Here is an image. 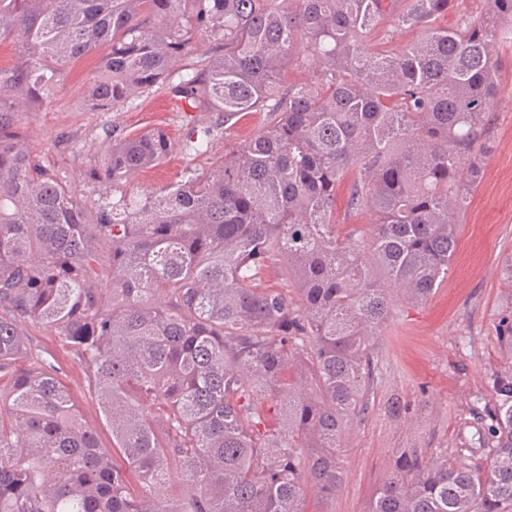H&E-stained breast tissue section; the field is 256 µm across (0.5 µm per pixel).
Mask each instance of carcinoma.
<instances>
[{
	"label": "carcinoma",
	"instance_id": "carcinoma-1",
	"mask_svg": "<svg viewBox=\"0 0 512 512\" xmlns=\"http://www.w3.org/2000/svg\"><path fill=\"white\" fill-rule=\"evenodd\" d=\"M0 0V512H307L342 483L338 455L376 389L390 295L421 303L448 279L494 128L512 0ZM406 28L419 39L375 53ZM98 55L87 105L170 96L229 131L270 112L210 170L130 196L131 175L211 132L114 140L84 199L32 155L28 109ZM185 61V72L174 63ZM314 79L281 88L285 69ZM368 210L369 241L336 236ZM276 269L295 296L260 288ZM72 352L112 430L84 425ZM474 405L452 456L401 448L364 512H512V373ZM485 455V465L470 463ZM184 484L166 494L174 468ZM345 188L340 187L337 190V206H336V232L341 236L347 235L353 228H358L364 236V240L368 238L370 232V224H374V217L371 212L363 211L354 216L345 219L344 213ZM23 331L28 336L33 348L51 352L60 361L64 367V376L61 377V381L80 401L85 424L98 433L103 446L111 447V430L101 417L97 401L87 393L84 386L83 372L72 360L71 352L67 346L59 342L51 331L44 328L24 325Z\"/></svg>",
	"mask_w": 512,
	"mask_h": 512
}]
</instances>
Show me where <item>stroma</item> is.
<instances>
[{"instance_id":"35a3bbf8","label":"stroma","mask_w":512,"mask_h":512,"mask_svg":"<svg viewBox=\"0 0 512 512\" xmlns=\"http://www.w3.org/2000/svg\"><path fill=\"white\" fill-rule=\"evenodd\" d=\"M96 58L74 63L50 104L29 113L25 133L33 154L60 169L90 200L111 197L110 185L89 180L114 138L161 127L181 141L187 126L215 127L211 112H184L167 97H148L119 112H92L86 106V75ZM495 107L494 143L484 179L460 226L448 279L428 300L414 305L392 299L377 347L378 379L374 406L354 426L340 452L341 488L329 512H364L374 489L389 473L400 448H457L468 432L477 399L491 398L490 377L512 367L500 351V321L512 313V296L502 277V261L512 253V59ZM269 113L244 114L228 136H216L208 153L174 151L162 164L134 175V193L160 191L184 173L203 171L219 161ZM32 347L51 352L63 365V385L81 403L85 424L103 446L112 433L96 400L84 386L70 350L43 328L25 326Z\"/></svg>"}]
</instances>
